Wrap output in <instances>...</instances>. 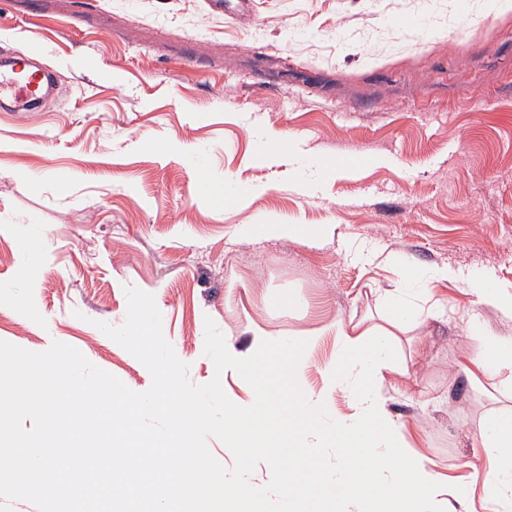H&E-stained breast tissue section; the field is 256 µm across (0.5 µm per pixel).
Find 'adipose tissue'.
<instances>
[{"mask_svg": "<svg viewBox=\"0 0 512 512\" xmlns=\"http://www.w3.org/2000/svg\"><path fill=\"white\" fill-rule=\"evenodd\" d=\"M332 233L324 225L278 222L240 224L235 229L242 240L299 242ZM432 278L460 284L478 304L494 308L503 321L512 323V289L462 269L439 267ZM413 285L410 277H403L399 288L387 295L391 316L386 325L336 320L302 331L287 343L256 326L247 344L228 342L219 351L224 371L231 376L247 378L260 362L271 376L261 388L225 393L224 448L232 457L259 458L274 469L279 475L275 493L281 501L291 502L294 495L286 450L320 445L332 437L343 450L341 476L328 484L326 502L333 512H471L469 490L449 484L427 455L407 446L408 427L392 417L381 393L384 381L402 371L390 356L400 333L426 321L406 300ZM325 335L338 338L345 363L344 369H327V387L347 391L356 406L354 418L340 423L329 418L322 394L303 384L309 355ZM470 362L471 376L498 379L502 394L512 399V336L494 337L490 346L471 355ZM290 419L299 421V428H286ZM479 436L490 457L481 486L483 501L512 498V408L488 414Z\"/></svg>", "mask_w": 512, "mask_h": 512, "instance_id": "obj_1", "label": "adipose tissue"}]
</instances>
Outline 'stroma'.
Wrapping results in <instances>:
<instances>
[{
    "instance_id": "35a3bbf8",
    "label": "stroma",
    "mask_w": 512,
    "mask_h": 512,
    "mask_svg": "<svg viewBox=\"0 0 512 512\" xmlns=\"http://www.w3.org/2000/svg\"><path fill=\"white\" fill-rule=\"evenodd\" d=\"M486 2L253 0L241 24L212 0H0V54H33L59 88L45 111L0 112V341L63 342L146 391L147 368L97 327L124 324L131 285L154 296L204 384L206 320L239 345L255 324L284 339L373 324L408 273L411 302L438 316L416 329L425 347L387 409L439 472L481 476L478 426L499 403L494 381L463 370L480 346L467 326L477 315L512 336V324L430 276L448 266L512 285V8ZM267 133L288 151L263 162ZM318 149L359 163L301 184L299 161ZM200 163L247 201L197 196ZM269 218L335 231L236 237ZM337 454L332 441L295 449L296 498L333 476Z\"/></svg>"
}]
</instances>
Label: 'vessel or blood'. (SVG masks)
I'll list each match as a JSON object with an SVG mask.
<instances>
[{
  "label": "vessel or blood",
  "instance_id": "vessel-or-blood-1",
  "mask_svg": "<svg viewBox=\"0 0 512 512\" xmlns=\"http://www.w3.org/2000/svg\"><path fill=\"white\" fill-rule=\"evenodd\" d=\"M51 74L25 55L0 57V112H39L50 96Z\"/></svg>",
  "mask_w": 512,
  "mask_h": 512
}]
</instances>
